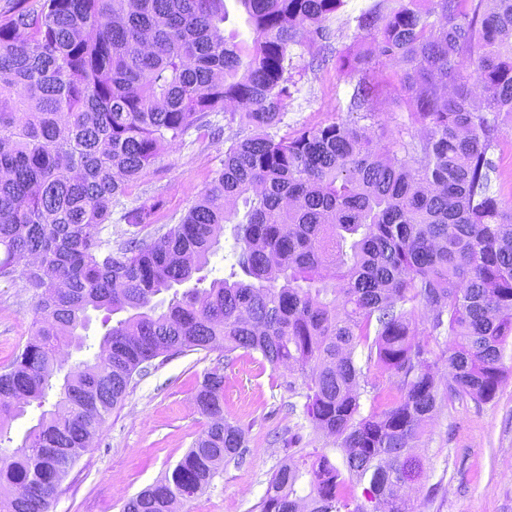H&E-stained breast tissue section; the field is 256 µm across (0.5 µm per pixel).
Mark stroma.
I'll list each match as a JSON object with an SVG mask.
<instances>
[{
  "label": "stroma",
  "mask_w": 512,
  "mask_h": 512,
  "mask_svg": "<svg viewBox=\"0 0 512 512\" xmlns=\"http://www.w3.org/2000/svg\"><path fill=\"white\" fill-rule=\"evenodd\" d=\"M298 66V91L282 132L335 120L365 124L347 110L353 74L333 65L312 66L307 53ZM212 121L224 128L220 139L193 132L180 145L162 147L146 176L130 187L127 204L159 199L156 226L177 223L222 167L225 149L249 133L239 117L219 113ZM32 305L30 295L0 280V367L30 338ZM217 359L214 352L174 355L155 360L148 374L136 377L50 512H123L128 499L160 480L206 428L195 395ZM288 374L287 368L274 371L246 357L225 368L224 415L243 430L247 451L242 460L221 467L179 512H250L293 438L305 451L321 449L341 462L334 437L290 410L288 393L277 386ZM414 453L423 472L402 492L420 512H512V473L505 467L512 461V377L492 401L463 398L444 405L425 423Z\"/></svg>",
  "instance_id": "35a3bbf8"
}]
</instances>
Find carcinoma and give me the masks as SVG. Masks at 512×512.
<instances>
[{
  "label": "carcinoma",
  "instance_id": "obj_1",
  "mask_svg": "<svg viewBox=\"0 0 512 512\" xmlns=\"http://www.w3.org/2000/svg\"><path fill=\"white\" fill-rule=\"evenodd\" d=\"M227 2L15 0L0 18V280L34 293L32 336L0 369V439L41 409L0 452V512H50L133 377L169 353L288 366L280 386L343 449L340 466L324 451L288 454L254 512H417L398 488L421 474L422 424L505 382L512 205L491 183L512 131V0H376L348 20L353 42L371 38L351 56L329 28L345 0H233L243 39L224 34ZM298 47L358 76L348 110L364 119L379 112L378 72L397 69L408 122L377 140L343 121L279 134ZM238 107L250 134L177 223L102 239L117 207L127 224L153 223L156 202L123 199L160 144L192 129L218 140L210 116ZM227 227L235 262L201 288ZM93 311L127 317L69 365L57 350L92 348ZM374 361L397 400L370 378ZM196 402L207 428L124 512H170L244 457L223 368Z\"/></svg>",
  "mask_w": 512,
  "mask_h": 512
}]
</instances>
